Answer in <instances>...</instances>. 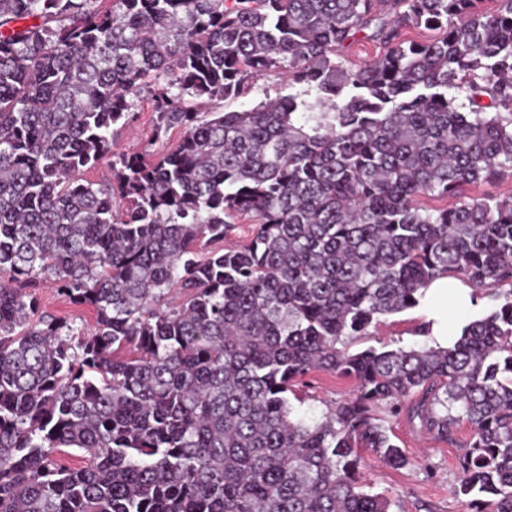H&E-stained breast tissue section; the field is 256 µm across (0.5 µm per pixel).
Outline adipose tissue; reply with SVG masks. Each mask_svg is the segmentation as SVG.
Listing matches in <instances>:
<instances>
[{
    "instance_id": "adipose-tissue-1",
    "label": "adipose tissue",
    "mask_w": 512,
    "mask_h": 512,
    "mask_svg": "<svg viewBox=\"0 0 512 512\" xmlns=\"http://www.w3.org/2000/svg\"><path fill=\"white\" fill-rule=\"evenodd\" d=\"M422 302L433 346L445 348L453 343V317L471 304L470 288L446 279L435 280L423 291Z\"/></svg>"
}]
</instances>
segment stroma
Listing matches in <instances>:
<instances>
[{"mask_svg":"<svg viewBox=\"0 0 512 512\" xmlns=\"http://www.w3.org/2000/svg\"><path fill=\"white\" fill-rule=\"evenodd\" d=\"M288 85L281 74L267 72L253 81L251 94L241 100L214 102L213 111L228 112L252 107L266 98L287 93ZM136 119L123 128L116 141L120 152H136L150 141L155 114L151 97L141 94L133 104ZM40 310L72 322L75 326L93 327L95 313L91 308L70 303L53 285L44 284L35 291ZM425 321L421 307L381 317L370 336L351 345V352L368 347L394 348L422 343L416 329ZM350 381L327 372H315L299 382L297 408L315 418H323L335 403L350 394ZM392 440L405 448L412 462L393 469L372 454H364L359 465V480L366 490L383 495L391 502V512H472L468 497L457 494L460 480L458 458L464 452L468 426L458 427L455 443H444L423 435L409 423L405 413L386 415Z\"/></svg>","mask_w":512,"mask_h":512,"instance_id":"stroma-1","label":"stroma"}]
</instances>
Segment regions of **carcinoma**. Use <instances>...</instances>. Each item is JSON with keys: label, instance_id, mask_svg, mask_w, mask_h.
I'll use <instances>...</instances> for the list:
<instances>
[{"label": "carcinoma", "instance_id": "cac0c4a2", "mask_svg": "<svg viewBox=\"0 0 512 512\" xmlns=\"http://www.w3.org/2000/svg\"><path fill=\"white\" fill-rule=\"evenodd\" d=\"M101 2L0 0V512H390L358 467L410 463L400 401L467 423L457 493L512 512V193L466 195L512 176V0ZM366 30L385 53L336 63ZM267 71L314 102L203 111ZM143 90L181 136L114 152ZM446 277L491 302L453 346L346 350ZM315 371L355 385L321 420L288 397ZM32 292L35 293L40 310L70 321L77 327L83 326L92 329L95 322V313L91 308L70 303L50 284L33 288Z\"/></svg>", "mask_w": 512, "mask_h": 512}]
</instances>
